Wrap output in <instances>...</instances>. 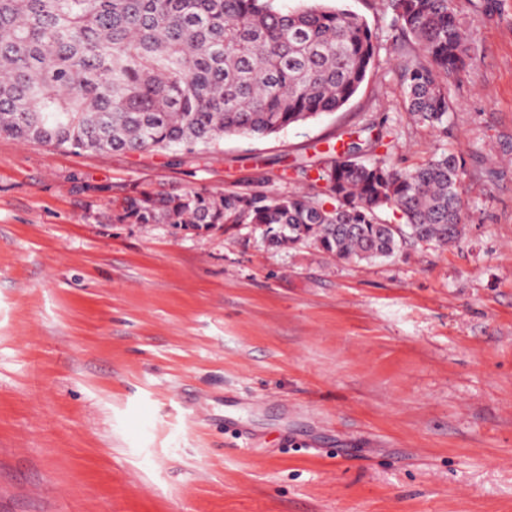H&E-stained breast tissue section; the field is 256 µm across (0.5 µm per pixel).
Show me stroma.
<instances>
[{"label":"stroma","instance_id":"obj_1","mask_svg":"<svg viewBox=\"0 0 512 512\" xmlns=\"http://www.w3.org/2000/svg\"><path fill=\"white\" fill-rule=\"evenodd\" d=\"M337 4L382 49L333 114L190 152L0 137V512H512V0H456L440 137L380 0ZM372 122L399 166L458 153L456 242L357 262L112 220L135 185L295 190L282 170Z\"/></svg>","mask_w":512,"mask_h":512}]
</instances>
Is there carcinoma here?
I'll list each match as a JSON object with an SVG mask.
<instances>
[{"label": "carcinoma", "mask_w": 512, "mask_h": 512, "mask_svg": "<svg viewBox=\"0 0 512 512\" xmlns=\"http://www.w3.org/2000/svg\"><path fill=\"white\" fill-rule=\"evenodd\" d=\"M411 37L402 104L436 134L448 78L469 59L455 0H382ZM380 44L357 14L324 0H0V137L93 153L141 154L267 137L342 109ZM295 167L303 191L155 193L130 188L112 220L211 230L250 224L271 247L375 261L405 239L443 246L462 233L461 159L436 152L400 168L376 150L393 129ZM399 214L394 228L381 214Z\"/></svg>", "instance_id": "1"}]
</instances>
